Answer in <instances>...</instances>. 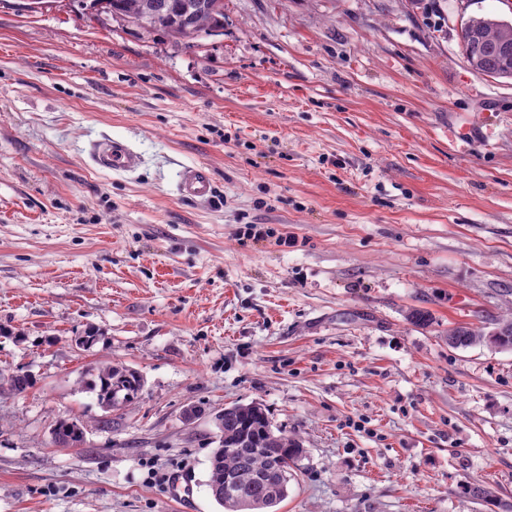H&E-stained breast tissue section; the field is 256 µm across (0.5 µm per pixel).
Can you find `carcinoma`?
<instances>
[{
  "instance_id": "obj_1",
  "label": "carcinoma",
  "mask_w": 512,
  "mask_h": 512,
  "mask_svg": "<svg viewBox=\"0 0 512 512\" xmlns=\"http://www.w3.org/2000/svg\"><path fill=\"white\" fill-rule=\"evenodd\" d=\"M83 15L98 20L106 15L121 25L142 32L163 31L176 41L195 40L199 32L224 28V0H78ZM478 31L481 48L475 53L483 71L512 79V70L500 66L494 52L496 44L512 43V22L483 16H473L460 35L462 50L472 45L471 33ZM492 335L468 324L448 329L454 337L452 348H466L489 343L501 350H512V318L495 321ZM144 386L143 377L123 365H105L98 369L91 389L98 400L110 410L135 403ZM218 446L208 463L206 487L235 474L234 484L216 502L224 512H271V508L288 498V482L292 470L304 453L297 438L275 433L269 415L262 404H234L224 408L219 416ZM57 441L75 447L83 442L84 427L77 421H62L55 426ZM468 496L479 502H497L501 512H512V504L497 498L486 484L471 483Z\"/></svg>"
}]
</instances>
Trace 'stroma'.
<instances>
[{
  "label": "stroma",
  "instance_id": "stroma-1",
  "mask_svg": "<svg viewBox=\"0 0 512 512\" xmlns=\"http://www.w3.org/2000/svg\"><path fill=\"white\" fill-rule=\"evenodd\" d=\"M22 2L0 0V512H177L180 474L184 512H224L215 417L251 402L304 448L277 512L512 502V351L448 345L512 317V80L459 40L512 0H224L181 43ZM105 137L141 167L91 168ZM195 163L214 201L179 197ZM109 362L136 404L88 389ZM143 386V377L123 365H105L99 368L96 380L91 383V389L97 391L99 402L110 410L131 406L139 398ZM115 395L120 401L117 405H112ZM55 438L58 442L75 447L84 439V427L78 421H62L55 426Z\"/></svg>",
  "mask_w": 512,
  "mask_h": 512
}]
</instances>
